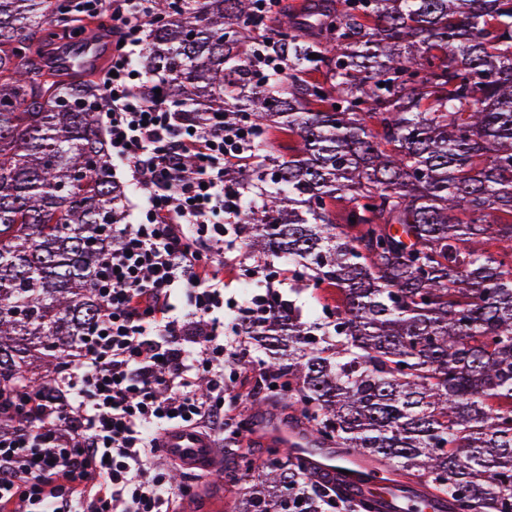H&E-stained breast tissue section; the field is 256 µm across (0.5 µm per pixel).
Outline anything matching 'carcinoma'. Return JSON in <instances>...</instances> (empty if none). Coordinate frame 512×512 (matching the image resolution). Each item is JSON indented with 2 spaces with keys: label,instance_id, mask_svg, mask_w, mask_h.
<instances>
[{
  "label": "carcinoma",
  "instance_id": "obj_1",
  "mask_svg": "<svg viewBox=\"0 0 512 512\" xmlns=\"http://www.w3.org/2000/svg\"><path fill=\"white\" fill-rule=\"evenodd\" d=\"M65 0H0V396L54 379L98 316L124 188L89 103L48 61ZM154 0L146 72L174 111L257 128L248 256L332 290L236 322L256 385L340 454L453 512H512V0ZM317 54L312 59L309 54ZM283 69L268 68V59ZM293 139L288 157L268 139ZM225 474L233 512H335L271 446Z\"/></svg>",
  "mask_w": 512,
  "mask_h": 512
}]
</instances>
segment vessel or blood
<instances>
[{
    "instance_id": "1",
    "label": "vessel or blood",
    "mask_w": 512,
    "mask_h": 512,
    "mask_svg": "<svg viewBox=\"0 0 512 512\" xmlns=\"http://www.w3.org/2000/svg\"><path fill=\"white\" fill-rule=\"evenodd\" d=\"M97 54L96 42L89 40L64 54L59 63L70 70L81 69L90 65ZM273 432L287 439L292 455L306 459L318 477L329 485L340 486L352 499L359 500L371 494H379L382 487L392 481L390 474L362 463L360 459L337 460L335 449L320 445L298 430L277 426ZM163 451L184 465L207 471L212 470L217 461L211 444L189 429L169 431L163 439Z\"/></svg>"
}]
</instances>
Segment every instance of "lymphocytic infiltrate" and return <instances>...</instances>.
<instances>
[{
	"label": "lymphocytic infiltrate",
	"instance_id": "obj_1",
	"mask_svg": "<svg viewBox=\"0 0 512 512\" xmlns=\"http://www.w3.org/2000/svg\"><path fill=\"white\" fill-rule=\"evenodd\" d=\"M107 18L112 60L103 75L111 167L140 194L135 223L112 227V250L93 281L98 322L61 358L51 391L27 394V426L0 431V512H176L168 430L189 427L213 447L240 403L224 372V314L266 311L269 294L224 298L217 269L233 248L241 191L233 169L251 163L256 130L171 111L156 79L145 94L143 57L152 0H76Z\"/></svg>",
	"mask_w": 512,
	"mask_h": 512
}]
</instances>
